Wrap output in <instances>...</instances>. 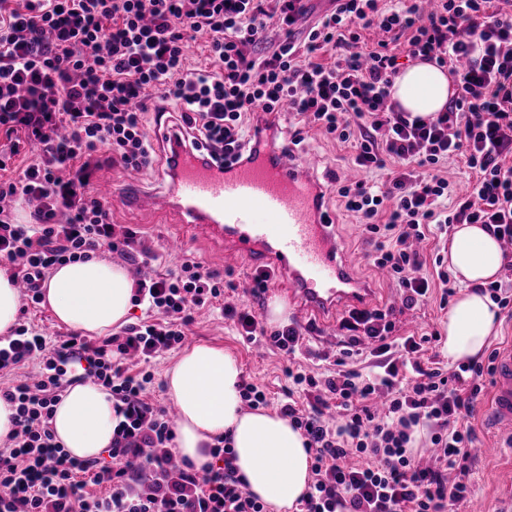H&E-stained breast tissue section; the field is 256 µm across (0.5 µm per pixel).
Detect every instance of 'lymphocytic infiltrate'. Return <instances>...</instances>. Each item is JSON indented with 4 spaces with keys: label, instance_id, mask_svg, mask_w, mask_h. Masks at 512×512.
Wrapping results in <instances>:
<instances>
[{
    "label": "lymphocytic infiltrate",
    "instance_id": "f902f5d3",
    "mask_svg": "<svg viewBox=\"0 0 512 512\" xmlns=\"http://www.w3.org/2000/svg\"><path fill=\"white\" fill-rule=\"evenodd\" d=\"M423 4L336 0L298 32L301 0L270 9L265 0H0V133L9 142L0 172L29 154L17 177L0 179V266L21 286L23 307L41 303L55 267L95 252L130 257L137 233L113 223L95 175L153 170L148 118L171 109L215 160L247 158L262 124L280 125L284 103L293 146L305 126L349 144L363 176L336 192L374 242L369 261L389 272L407 307L430 298L418 248L428 235L480 224L512 243V0ZM371 28L402 40V50L383 41L357 52ZM200 35L203 66L186 54ZM329 46L341 55L325 64L318 55ZM402 56L452 76L436 117L410 118L393 102ZM456 158L476 180L450 208L442 166ZM19 204L27 223L15 220ZM134 284L147 317L118 334L54 340L23 322L0 336V400L16 410L0 444V512H264L229 446L211 448L199 470L175 461L174 423L147 398L145 364L182 344L193 311L217 300L247 341L293 365L294 396L280 413L312 458L300 512H459L467 502L484 367L422 363L436 333L399 334L389 308L350 311L335 350L303 368L295 360L310 328L267 330L194 254ZM87 380L111 394L120 417L104 459L71 456L52 429L62 393Z\"/></svg>",
    "mask_w": 512,
    "mask_h": 512
}]
</instances>
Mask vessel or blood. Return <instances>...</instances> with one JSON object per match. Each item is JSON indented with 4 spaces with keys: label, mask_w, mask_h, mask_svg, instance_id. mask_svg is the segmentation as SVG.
I'll list each match as a JSON object with an SVG mask.
<instances>
[{
    "label": "vessel or blood",
    "mask_w": 512,
    "mask_h": 512,
    "mask_svg": "<svg viewBox=\"0 0 512 512\" xmlns=\"http://www.w3.org/2000/svg\"><path fill=\"white\" fill-rule=\"evenodd\" d=\"M255 148L251 159L220 163L185 143L178 150L170 201L139 188L130 175L101 182L98 190L121 206L177 211L183 229L167 240L171 254L185 248L190 231H204L223 247L225 261H248L252 270L286 283L297 321L374 304V289L348 261L325 212L326 188L315 177L320 157L296 159L269 134L260 135ZM486 423L512 444V343L496 355Z\"/></svg>",
    "instance_id": "vessel-or-blood-1"
}]
</instances>
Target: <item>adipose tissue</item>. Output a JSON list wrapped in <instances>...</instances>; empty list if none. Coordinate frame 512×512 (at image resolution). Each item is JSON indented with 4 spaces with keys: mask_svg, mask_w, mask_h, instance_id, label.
I'll return each instance as SVG.
<instances>
[{
    "mask_svg": "<svg viewBox=\"0 0 512 512\" xmlns=\"http://www.w3.org/2000/svg\"><path fill=\"white\" fill-rule=\"evenodd\" d=\"M452 93L446 69L419 61L396 78L391 96L411 116L427 118L443 111ZM447 260L463 285L443 324L441 352L455 364L479 358L497 333L498 306L481 288L501 278L505 260L497 239L479 224L455 226ZM133 294L126 268L90 259L53 269L45 303L59 323L101 336L126 323ZM240 376L236 358L220 347L197 344L179 357L167 373L168 393L180 409L178 453L202 468L211 460L208 444L229 435L235 465L245 476L248 491L269 512H290L311 481L305 438L276 412L244 410ZM118 422L111 395L87 382L64 393L52 424L56 442L67 452L92 459L109 448Z\"/></svg>",
    "mask_w": 512,
    "mask_h": 512,
    "instance_id": "ef3b65f1",
    "label": "adipose tissue"
}]
</instances>
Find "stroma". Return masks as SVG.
Wrapping results in <instances>:
<instances>
[{"mask_svg":"<svg viewBox=\"0 0 512 512\" xmlns=\"http://www.w3.org/2000/svg\"><path fill=\"white\" fill-rule=\"evenodd\" d=\"M303 135L305 140L299 148L300 153H319L323 171L341 175L351 169L352 151L348 146L339 144L313 129H304ZM328 208L335 217V232L345 245L349 261L361 267L364 281L375 288L380 302L396 309L402 334L419 335L440 329L447 312L440 308L438 301L434 300L413 309L404 308L393 282L380 279L376 268L367 264L364 254L368 246L355 217L345 212L337 195L329 196ZM112 220L136 230L144 244L156 254V261L150 264L153 273L164 274L175 269L178 260L165 247V235L177 223L175 213L161 212L147 218L138 211L116 206L112 209ZM190 250L211 270L221 274L232 271L233 281L246 292L249 283L246 270L240 265L226 268L224 253L217 243L198 233L191 242ZM244 301L257 313L262 311L265 304L264 299L247 292ZM189 334L191 344L217 346L232 354L241 365L242 380L252 379L261 383L269 401V410H278L288 388V376L286 365L277 354L245 342L237 335L232 323L218 314L196 312L189 326ZM508 480H512V448L503 449L497 455L483 457L473 465L471 500L479 506L480 512H512V503L500 495L501 484Z\"/></svg>","mask_w":512,"mask_h":512,"instance_id":"stroma-1","label":"stroma"}]
</instances>
